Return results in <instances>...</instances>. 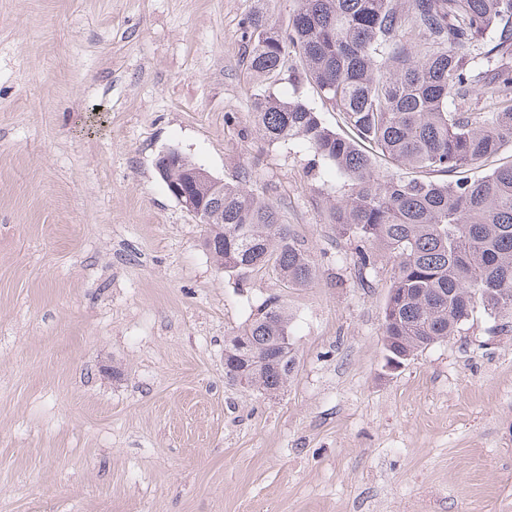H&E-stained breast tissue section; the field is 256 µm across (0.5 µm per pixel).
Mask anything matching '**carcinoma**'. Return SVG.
Returning <instances> with one entry per match:
<instances>
[{"label": "carcinoma", "mask_w": 512, "mask_h": 512, "mask_svg": "<svg viewBox=\"0 0 512 512\" xmlns=\"http://www.w3.org/2000/svg\"><path fill=\"white\" fill-rule=\"evenodd\" d=\"M249 67L259 78L294 57L323 103L356 138L323 124L299 98L261 95L254 105L263 139L298 138L351 182L331 210L343 236L382 247L395 266L383 317L387 355L405 362L444 341L481 310L492 333L512 331V0H298L282 29L250 20ZM455 108L448 109V101ZM480 111H470L472 103ZM385 160L417 176L380 173ZM492 162L483 176L470 167ZM195 195L219 213L203 245L226 272L273 267L302 286L316 269L273 206L244 185L217 188L187 158L166 182L191 173ZM286 308L268 299L242 333L224 340V375L273 398L293 377Z\"/></svg>", "instance_id": "cac0c4a2"}]
</instances>
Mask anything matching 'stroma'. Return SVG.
Listing matches in <instances>:
<instances>
[{
	"instance_id": "1",
	"label": "stroma",
	"mask_w": 512,
	"mask_h": 512,
	"mask_svg": "<svg viewBox=\"0 0 512 512\" xmlns=\"http://www.w3.org/2000/svg\"><path fill=\"white\" fill-rule=\"evenodd\" d=\"M297 0H0V512H512V333L476 313L398 371L392 261L341 237L350 192L264 141L248 21ZM178 150L273 205L316 267L219 269L155 162ZM288 309L278 397L229 382L224 340Z\"/></svg>"
}]
</instances>
